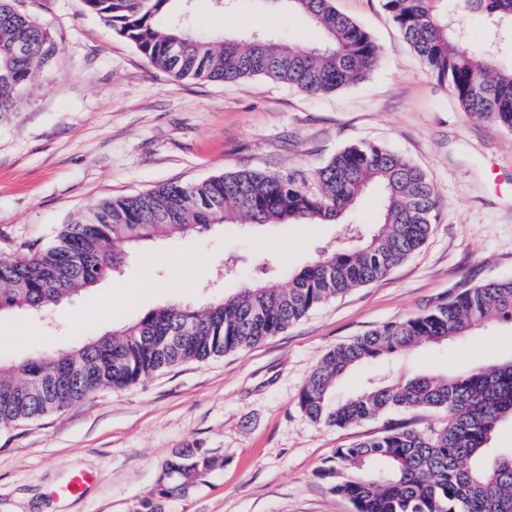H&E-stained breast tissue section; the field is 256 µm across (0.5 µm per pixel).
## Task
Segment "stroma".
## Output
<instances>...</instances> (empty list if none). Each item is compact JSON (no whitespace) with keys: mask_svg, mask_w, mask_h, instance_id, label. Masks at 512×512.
Listing matches in <instances>:
<instances>
[{"mask_svg":"<svg viewBox=\"0 0 512 512\" xmlns=\"http://www.w3.org/2000/svg\"><path fill=\"white\" fill-rule=\"evenodd\" d=\"M335 3L381 47L382 59L360 84L309 95L264 78L179 80L151 66L83 0H24L59 53L18 111L0 118V254L51 245L63 225L105 198L227 171L310 173L363 142L418 165L438 207L426 243L389 275L311 310L285 332L133 388L100 391L66 412L0 427V512H130L175 449L189 444L222 455L224 467L169 512H354L319 478L326 458L391 427L441 421L440 413L414 409L326 428L306 416L298 397L336 345L458 287L512 278V131L465 112L404 40L383 0ZM443 6L464 18L474 47L492 48L499 66H512V32L495 33L464 0ZM262 21L300 49L318 39L306 17L266 11L257 0H237L226 12L196 0L190 17L197 32L221 36ZM379 215L373 189L336 224H227L145 245L120 274L72 296L61 312L0 315V361L69 349L149 310L202 303L245 281L286 283L351 225L372 231ZM72 313L79 322L69 321ZM510 359L512 325L494 323L447 346L363 365L336 396ZM79 471L96 473V482L81 497H53Z\"/></svg>","mask_w":512,"mask_h":512,"instance_id":"35a3bbf8","label":"stroma"}]
</instances>
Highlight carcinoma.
<instances>
[{
	"instance_id": "carcinoma-1",
	"label": "carcinoma",
	"mask_w": 512,
	"mask_h": 512,
	"mask_svg": "<svg viewBox=\"0 0 512 512\" xmlns=\"http://www.w3.org/2000/svg\"><path fill=\"white\" fill-rule=\"evenodd\" d=\"M157 69L175 77L234 81L252 77L317 95L368 78L382 51L334 0H267L270 10L306 15L323 35L308 51L261 30L239 37L196 34L194 0H84ZM436 0H384L404 39L429 72L446 83L465 111L512 131V67L474 49L463 21ZM472 12L512 29V0H466ZM58 47L22 9L0 0V116L15 111L36 75L50 69ZM314 177L319 191L288 175L235 171L197 185L171 184L101 201L63 226L55 243L29 256H0V315L41 314L73 294L120 273L133 250L220 224L337 222L371 185L381 189V224L360 244L319 253L284 285L248 281L202 305L172 304L82 342L0 362V426L62 413L104 389H124L188 362L261 344L309 310L387 276L429 237L437 194L405 157L373 143L339 150ZM512 323V279L470 286L418 313L387 322L329 350L299 394L315 423L348 428L380 414L416 408L444 414L439 426L387 430L337 448L318 476L356 512H512V448H489L498 425L512 419V360L450 374L424 373L386 382L346 399L336 384L359 365L397 357L417 346H441L496 322ZM224 457L210 449H177L154 490L131 512H167L189 497Z\"/></svg>"
}]
</instances>
